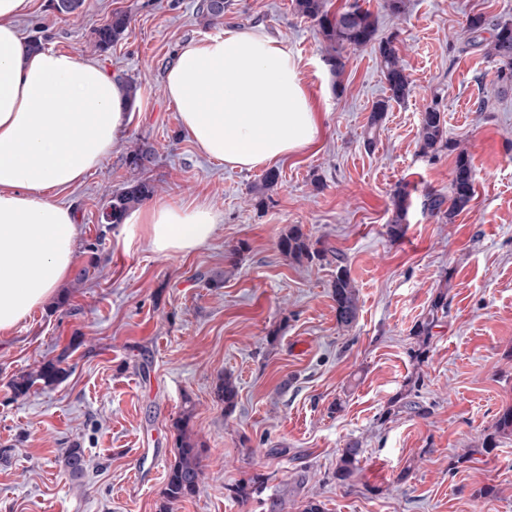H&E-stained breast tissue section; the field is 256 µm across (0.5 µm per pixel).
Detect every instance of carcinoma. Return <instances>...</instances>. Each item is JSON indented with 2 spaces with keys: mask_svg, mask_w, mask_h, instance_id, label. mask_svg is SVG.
Returning a JSON list of instances; mask_svg holds the SVG:
<instances>
[{
  "mask_svg": "<svg viewBox=\"0 0 512 512\" xmlns=\"http://www.w3.org/2000/svg\"><path fill=\"white\" fill-rule=\"evenodd\" d=\"M297 11L312 20L318 27L319 33L328 43V62L334 73L344 67L342 51L347 47L365 48L375 41L377 20L371 12L356 4L336 14L327 9L326 0H296ZM226 0H197L196 14L208 23L224 18ZM129 24V16L125 12H115L111 19L94 31L95 48L105 52L112 48L123 37ZM467 27L471 33L491 31V37L486 44L487 53L498 59L500 67L496 72V80L505 87H512V20L489 19L483 14H474L467 18ZM378 54L385 79V96L373 107L368 122L367 147H372L375 135L383 122L385 113L391 104L405 102L412 92L411 81L400 58L393 40L379 42ZM443 147H451L448 141V130L443 112L438 103L425 108L420 125V149L427 154L436 152ZM151 162V152L142 147L129 151L126 164L133 176L123 182V186L112 193L103 204L99 223L114 225L121 224L129 211L150 199L155 192L154 184L137 172L146 168ZM474 196V168L470 156L465 151L456 155L454 177L451 183V195L444 197L440 194L429 193L422 201L423 209L431 215L442 219H453L456 214L465 209ZM396 216L394 223L388 225L387 233L393 239L400 238L405 231L403 221L406 218L409 198L408 193L399 189L394 195ZM280 252L295 263L322 261L326 250L316 247V243L305 233L302 227L294 224L285 230L278 241ZM333 299L336 304V321L343 328H350L358 317V295L350 276V271L344 265V258L336 254V277L331 284ZM448 311L447 293L438 292L433 299L427 314L418 322L414 335L424 345L432 337V329L439 321L438 314ZM63 358L49 360L43 363L35 372L21 373L10 381V387L15 395L23 396L37 383L45 387H54L61 383L67 372L61 367ZM214 397L224 403V413H232L238 402V387L229 374L219 378L215 384ZM401 413L424 416L427 408L418 401L411 399V392L401 393L390 401L386 411L387 416ZM188 414H183L174 422L178 432L177 446L174 449V461L167 475L163 491L164 503L160 512H169V504L198 494L202 480V459L204 449L191 438L188 433ZM512 438V404L502 408L493 425L491 433L487 434L482 448L485 451L498 447L503 439ZM361 448L353 442L344 448L336 462V479L345 483L354 474ZM66 467L73 476H80L86 469L84 450L78 446L69 450L66 456Z\"/></svg>",
  "mask_w": 512,
  "mask_h": 512,
  "instance_id": "cac0c4a2",
  "label": "carcinoma"
}]
</instances>
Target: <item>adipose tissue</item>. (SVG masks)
<instances>
[{"instance_id": "obj_1", "label": "adipose tissue", "mask_w": 512, "mask_h": 512, "mask_svg": "<svg viewBox=\"0 0 512 512\" xmlns=\"http://www.w3.org/2000/svg\"><path fill=\"white\" fill-rule=\"evenodd\" d=\"M29 0H0V333L45 305L69 278L77 227L55 192L116 149L135 105L95 62L36 49L18 18ZM299 61L276 37L236 28L193 42L166 77L181 127L197 148L252 170L311 144L317 128ZM221 221L203 203L131 211L158 253L208 246Z\"/></svg>"}]
</instances>
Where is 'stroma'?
<instances>
[{
	"label": "stroma",
	"mask_w": 512,
	"mask_h": 512,
	"mask_svg": "<svg viewBox=\"0 0 512 512\" xmlns=\"http://www.w3.org/2000/svg\"><path fill=\"white\" fill-rule=\"evenodd\" d=\"M207 26L197 0H82L74 13L32 0L21 34L43 47L100 64L137 85L139 102L112 152L82 183L58 194L77 217L75 269L50 301L0 334V512H157L174 460L173 427L206 452L197 496L171 512H512V442L479 448L512 403V88L495 80L489 33L470 45L473 14L512 19V0H383L355 3L395 46L412 93L389 108L373 147L364 131L385 81L373 47L346 48L340 74L318 69L327 45L295 0H227ZM130 24L112 49L93 44L113 12ZM258 29L298 58L318 134L264 169H232L202 155L183 134L166 75L192 42L224 29ZM438 104L453 149L421 153L424 109ZM154 151L143 175L154 200L203 202L222 216L208 248L157 253L140 234L127 241L98 221L103 202L129 178L128 152ZM472 158L475 195L453 221L430 215L427 192L449 195L457 151ZM409 193L405 233L391 239L394 194ZM346 258L358 292L352 328L336 322L335 263L296 264L278 240L288 226ZM248 251L236 254L239 243ZM223 285L209 287L214 274ZM448 314L427 347L415 325L437 292ZM64 356L68 375L51 389L14 395L10 380ZM232 374L238 404L225 413L213 388ZM418 382L423 417L387 416ZM359 442L358 469L336 480V460ZM87 467L72 477L67 451ZM472 452L469 462L457 456ZM264 475L261 491L236 485ZM491 497L480 496L485 486Z\"/></svg>",
	"instance_id": "35a3bbf8"
}]
</instances>
